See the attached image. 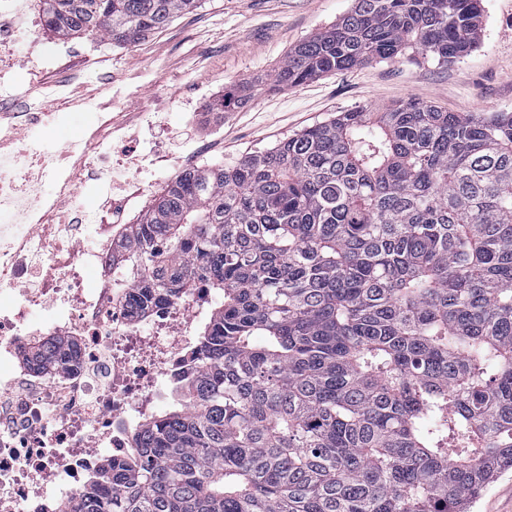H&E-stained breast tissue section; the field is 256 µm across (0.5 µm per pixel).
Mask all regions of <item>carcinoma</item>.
<instances>
[{
    "instance_id": "cac0c4a2",
    "label": "carcinoma",
    "mask_w": 512,
    "mask_h": 512,
    "mask_svg": "<svg viewBox=\"0 0 512 512\" xmlns=\"http://www.w3.org/2000/svg\"><path fill=\"white\" fill-rule=\"evenodd\" d=\"M197 2L42 0L53 34L120 45ZM354 2L268 90L370 61L448 65L481 41L482 0ZM122 255L133 295L202 278L214 313L135 439L141 464H112L69 512H471L512 470V112H340L181 174Z\"/></svg>"
}]
</instances>
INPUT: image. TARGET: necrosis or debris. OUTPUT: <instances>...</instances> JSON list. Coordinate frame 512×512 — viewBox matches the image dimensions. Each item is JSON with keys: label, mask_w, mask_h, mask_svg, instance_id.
Listing matches in <instances>:
<instances>
[{"label": "necrosis or debris", "mask_w": 512, "mask_h": 512, "mask_svg": "<svg viewBox=\"0 0 512 512\" xmlns=\"http://www.w3.org/2000/svg\"><path fill=\"white\" fill-rule=\"evenodd\" d=\"M40 22L34 0H0V98L17 71L10 45ZM104 156L92 138L57 152L33 139L0 153V512H65L112 462L134 463L135 435L161 387L192 367L198 325L212 312L202 285L142 310L131 303L111 253L128 233L122 212L105 224L99 207L79 208L47 241L35 181L51 178L72 199ZM79 231L99 235L98 250H81ZM34 309L45 316L32 325ZM50 337L75 344V363L26 361Z\"/></svg>", "instance_id": "4bbe7bcc"}]
</instances>
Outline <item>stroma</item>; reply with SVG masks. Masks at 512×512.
I'll return each mask as SVG.
<instances>
[{"label": "stroma", "mask_w": 512, "mask_h": 512, "mask_svg": "<svg viewBox=\"0 0 512 512\" xmlns=\"http://www.w3.org/2000/svg\"><path fill=\"white\" fill-rule=\"evenodd\" d=\"M354 0H198L163 31L132 46L86 37L61 38L47 29L38 37L50 60L41 79L57 97L30 92L19 78V105L0 108V151L38 137L62 146L111 123L110 143L130 157L125 189L98 191L86 176L58 215L97 203L104 216L126 209L141 222L155 199L181 173L197 166L230 165L258 154L337 112L381 109L414 100L451 112H512V0H482L483 37L452 65L417 59L373 62L328 74L276 94L253 88L247 107L225 113L220 128L198 123L200 97L217 99L229 84L271 78L288 51L336 23ZM120 71L123 82L103 87L99 77ZM38 113L29 123V113Z\"/></svg>", "instance_id": "35a3bbf8"}]
</instances>
